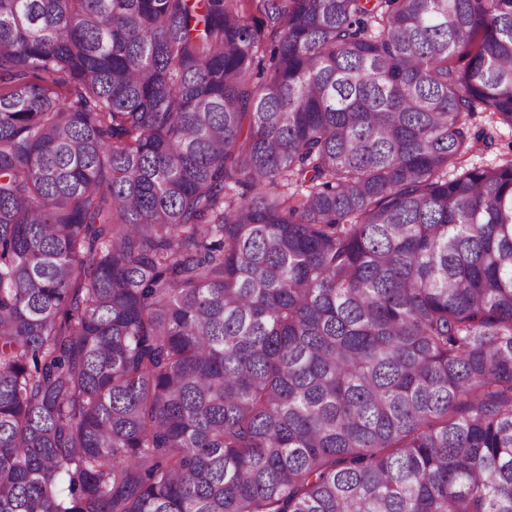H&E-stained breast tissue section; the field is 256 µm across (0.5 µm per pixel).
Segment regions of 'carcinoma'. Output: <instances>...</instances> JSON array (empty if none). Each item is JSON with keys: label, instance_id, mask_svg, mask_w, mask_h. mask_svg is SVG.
Segmentation results:
<instances>
[{"label": "carcinoma", "instance_id": "cac0c4a2", "mask_svg": "<svg viewBox=\"0 0 512 512\" xmlns=\"http://www.w3.org/2000/svg\"><path fill=\"white\" fill-rule=\"evenodd\" d=\"M497 125L512 0H0V512H512Z\"/></svg>", "mask_w": 512, "mask_h": 512}]
</instances>
